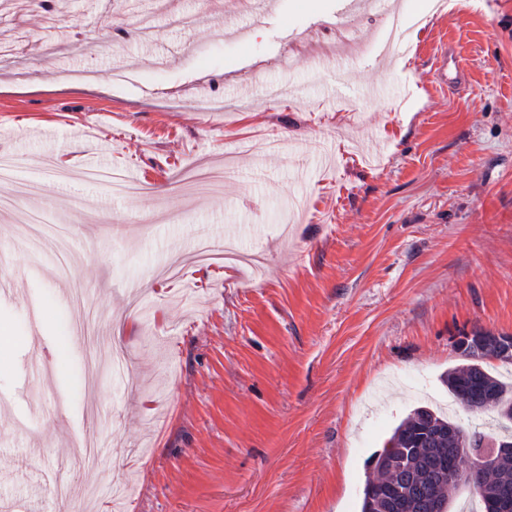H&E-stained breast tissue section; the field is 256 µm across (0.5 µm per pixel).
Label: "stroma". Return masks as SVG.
I'll use <instances>...</instances> for the list:
<instances>
[{
	"label": "stroma",
	"mask_w": 512,
	"mask_h": 512,
	"mask_svg": "<svg viewBox=\"0 0 512 512\" xmlns=\"http://www.w3.org/2000/svg\"><path fill=\"white\" fill-rule=\"evenodd\" d=\"M341 2L0 0V512H360L411 410L473 418L444 377L512 335V0H411L384 102L331 88L342 51L377 76Z\"/></svg>",
	"instance_id": "1"
}]
</instances>
